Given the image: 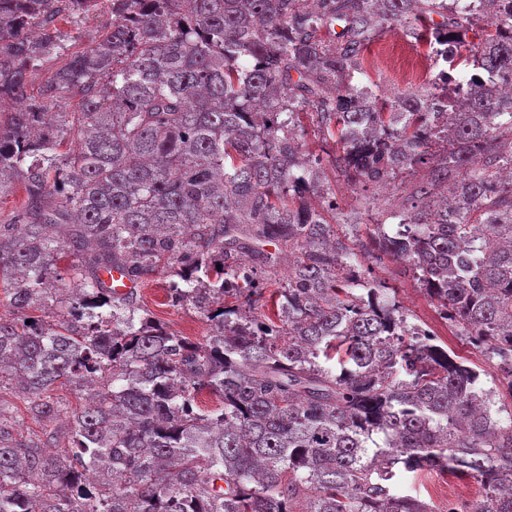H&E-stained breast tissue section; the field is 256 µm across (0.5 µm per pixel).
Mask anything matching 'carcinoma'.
I'll use <instances>...</instances> for the list:
<instances>
[{"mask_svg": "<svg viewBox=\"0 0 512 512\" xmlns=\"http://www.w3.org/2000/svg\"><path fill=\"white\" fill-rule=\"evenodd\" d=\"M97 2L0 0V191L26 194L0 224L19 314L0 317V383L39 422L65 409L57 385L89 390L62 436L0 415V512H434L396 479L436 470L479 486L473 512H512V0H109L107 32L73 53L57 23ZM392 23L455 87L356 80ZM66 94L79 111L53 123ZM308 124L326 156L302 158ZM423 166L364 231L329 186ZM284 244L298 251L269 295ZM391 258L497 359L495 389L370 275ZM111 268L136 284L169 270L171 305L208 336L166 330Z\"/></svg>", "mask_w": 512, "mask_h": 512, "instance_id": "1", "label": "carcinoma"}]
</instances>
